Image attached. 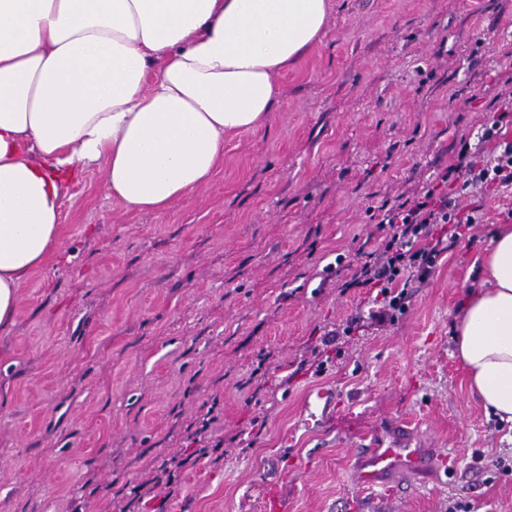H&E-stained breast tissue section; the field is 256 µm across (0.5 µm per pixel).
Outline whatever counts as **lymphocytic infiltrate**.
I'll use <instances>...</instances> for the list:
<instances>
[{"label": "lymphocytic infiltrate", "mask_w": 512, "mask_h": 512, "mask_svg": "<svg viewBox=\"0 0 512 512\" xmlns=\"http://www.w3.org/2000/svg\"><path fill=\"white\" fill-rule=\"evenodd\" d=\"M492 110L477 144L462 142L455 159L414 197L369 210L371 223L385 231L386 240L381 248L362 253L346 285L378 289L381 298L372 313L378 323L394 322L406 310L412 282H425L434 273L445 251L441 225H453L458 238L481 223L479 208L463 211L460 199L512 187V141L501 138L504 127L512 125V88L497 95Z\"/></svg>", "instance_id": "f902f5d3"}]
</instances>
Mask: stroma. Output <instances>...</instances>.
Instances as JSON below:
<instances>
[{
    "instance_id": "1",
    "label": "stroma",
    "mask_w": 512,
    "mask_h": 512,
    "mask_svg": "<svg viewBox=\"0 0 512 512\" xmlns=\"http://www.w3.org/2000/svg\"><path fill=\"white\" fill-rule=\"evenodd\" d=\"M511 49L512 0H332L269 121L225 139L202 189L153 213L99 168L68 183L58 252L0 327V512H265L274 483L288 512H512V427L453 340L512 187L397 321L340 288L383 241L367 208L477 143ZM209 410L221 448L131 504ZM396 425L433 473L359 489L353 448Z\"/></svg>"
}]
</instances>
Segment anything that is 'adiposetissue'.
Listing matches in <instances>:
<instances>
[{
  "mask_svg": "<svg viewBox=\"0 0 512 512\" xmlns=\"http://www.w3.org/2000/svg\"><path fill=\"white\" fill-rule=\"evenodd\" d=\"M330 0H0V325L59 246L65 184L104 164L125 209L207 185L224 138L262 126L277 74L321 39ZM454 327L486 413L512 424V225Z\"/></svg>",
  "mask_w": 512,
  "mask_h": 512,
  "instance_id": "obj_1",
  "label": "adipose tissue"
}]
</instances>
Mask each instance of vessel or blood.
<instances>
[{"instance_id": "obj_1", "label": "vessel or blood", "mask_w": 512, "mask_h": 512, "mask_svg": "<svg viewBox=\"0 0 512 512\" xmlns=\"http://www.w3.org/2000/svg\"><path fill=\"white\" fill-rule=\"evenodd\" d=\"M429 453L406 444L384 445L380 436H372L368 448L354 461L353 476L365 488H387L403 474L431 469Z\"/></svg>"}]
</instances>
